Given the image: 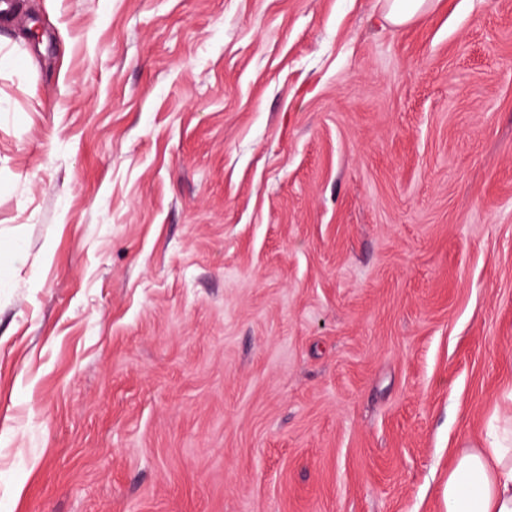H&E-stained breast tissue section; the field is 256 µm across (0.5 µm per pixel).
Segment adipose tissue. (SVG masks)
<instances>
[{
  "label": "adipose tissue",
  "mask_w": 512,
  "mask_h": 512,
  "mask_svg": "<svg viewBox=\"0 0 512 512\" xmlns=\"http://www.w3.org/2000/svg\"><path fill=\"white\" fill-rule=\"evenodd\" d=\"M446 512H512V420L484 443L456 454L448 470Z\"/></svg>",
  "instance_id": "adipose-tissue-1"
}]
</instances>
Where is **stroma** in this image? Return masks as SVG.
I'll use <instances>...</instances> for the list:
<instances>
[{
	"instance_id": "1",
	"label": "stroma",
	"mask_w": 512,
	"mask_h": 512,
	"mask_svg": "<svg viewBox=\"0 0 512 512\" xmlns=\"http://www.w3.org/2000/svg\"><path fill=\"white\" fill-rule=\"evenodd\" d=\"M0 18V512H446L512 410V0ZM428 0H391L389 19L396 25H402L422 13Z\"/></svg>"
}]
</instances>
